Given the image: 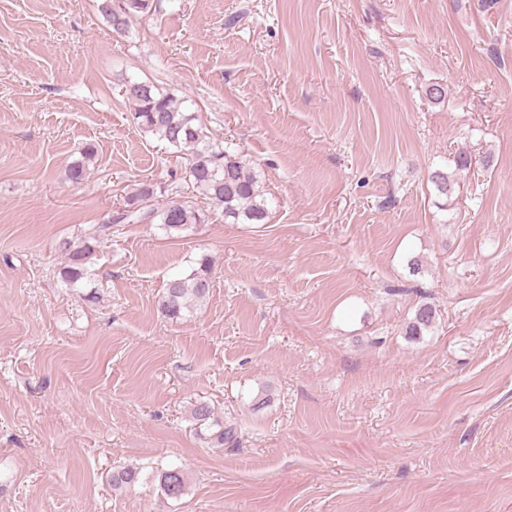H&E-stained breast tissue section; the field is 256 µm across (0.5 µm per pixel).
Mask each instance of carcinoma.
Wrapping results in <instances>:
<instances>
[{"mask_svg":"<svg viewBox=\"0 0 512 512\" xmlns=\"http://www.w3.org/2000/svg\"><path fill=\"white\" fill-rule=\"evenodd\" d=\"M98 12L112 25L117 33L128 31L130 22L156 10L154 0H96ZM122 96L138 127L168 146L188 155L184 179L208 201L213 208L224 214L228 224H262L267 217L266 203L260 193L257 180L247 172L239 160L230 156L221 142L214 140L205 126L198 122L195 113L187 110L183 102L146 81L127 79L123 83ZM96 156L89 146L82 152V159L69 165L67 177L79 183L87 175V165ZM430 180L439 194L447 196L453 191V181L448 173L437 169ZM154 197L151 184L143 183L128 197L127 206L112 217L114 224H159L170 236H179L193 224H203L206 214L186 202L170 200L160 206L148 204ZM68 263L61 270V278L75 287L86 278L88 264L94 246L88 242L80 247L71 243L63 245ZM212 288L211 268L207 259H201L199 267L185 278L169 281L164 295L158 302L161 313L170 320L182 318L209 297ZM435 323L434 308L425 303L417 307L405 328V335L415 339L430 330ZM192 418L205 428V439L211 444L224 445L232 439V431L213 417L206 403H198L192 409ZM161 491L165 498L177 500L184 495L186 478L178 468H161L157 471ZM140 470L124 467L112 473V486L121 488L138 482Z\"/></svg>","mask_w":512,"mask_h":512,"instance_id":"1","label":"carcinoma"}]
</instances>
